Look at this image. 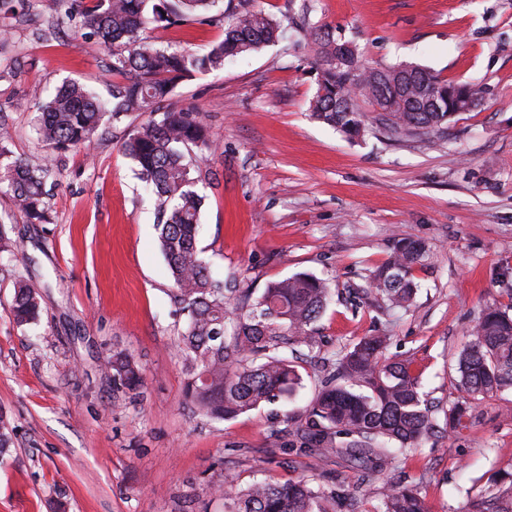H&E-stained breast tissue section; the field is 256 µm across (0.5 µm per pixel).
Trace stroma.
<instances>
[{
    "instance_id": "stroma-1",
    "label": "stroma",
    "mask_w": 512,
    "mask_h": 512,
    "mask_svg": "<svg viewBox=\"0 0 512 512\" xmlns=\"http://www.w3.org/2000/svg\"><path fill=\"white\" fill-rule=\"evenodd\" d=\"M310 3L311 22L351 40L371 66L412 63L482 84V106L455 116L445 144L373 130L349 138L314 119L317 72L287 26L279 41L194 75L170 100L197 112L216 147L207 164L198 246L219 279L262 291L297 274L327 279L332 296L314 345L296 364L303 387L288 401L230 421L209 419L185 394L175 348L184 327L171 295L156 215L123 141L122 118L88 148L59 154L49 179L50 221L32 224L0 190V215L24 266L0 259V512H224L213 485L267 478L343 485L336 512H373L391 484H412L430 512H468L512 471V390L485 397L466 428L439 431L379 467L341 453L274 448V432L303 423L345 347L388 337L384 356L410 360L440 408L457 400L456 360L492 305L512 308V0H254L286 22ZM56 0L0 12V121L14 158L45 155L32 131L39 104L76 80L109 97L115 75L88 50L81 14L53 25ZM161 49L206 52L224 28L195 19L150 25ZM431 250L414 275L413 303L383 316L368 274L401 239ZM37 287L34 324L13 320L14 283ZM138 361L137 393L117 389L105 360Z\"/></svg>"
}]
</instances>
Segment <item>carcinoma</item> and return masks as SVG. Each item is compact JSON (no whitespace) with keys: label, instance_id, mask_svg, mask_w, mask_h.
<instances>
[{"label":"carcinoma","instance_id":"cac0c4a2","mask_svg":"<svg viewBox=\"0 0 512 512\" xmlns=\"http://www.w3.org/2000/svg\"><path fill=\"white\" fill-rule=\"evenodd\" d=\"M85 24L95 34L100 54L112 59V73L123 81L112 98L100 99L78 83H65L37 108L33 129L52 152L81 148L112 123L136 113L142 120L128 132L125 154L153 195L160 250L172 280V296L187 316L177 352L185 375V392L213 420L241 414L291 397L302 384L292 355L311 346L315 324L330 293L326 281L300 274L266 285L252 298L250 288H231L211 276L197 247L198 226L206 195L199 185L209 178L204 167L213 143L189 109L166 105L177 81L193 71L224 68L228 58L255 53L279 40L280 21L238 0L231 11L211 15L218 0H76ZM188 17L224 22V39L207 52L161 50L145 45L141 33L151 24L174 25ZM319 69L311 115L351 137L377 127L397 137L446 138L449 121L484 100L485 89L443 79L421 67L401 76V65L367 73L355 54L336 59V37L326 24L297 25ZM377 109L362 112L359 101ZM10 127L0 122V185H6L15 209L32 223H49L45 184L52 160L31 164L12 158ZM17 265L24 257L4 231L0 219V254ZM428 256L416 240L396 243L390 257L370 272L378 307L390 313L408 307L418 290L413 271ZM34 285L18 277L12 303L14 320L29 325L40 316ZM472 341L458 355L460 399L444 411L452 434L480 399L512 389V317L488 308L471 329ZM387 337L365 336L338 359L324 381L304 424L289 432L299 450L328 456L340 451L359 463H372L406 448L422 446L438 428L432 405L408 362L382 357ZM117 388L142 385L134 357L117 352L107 361ZM499 494L472 502L471 512H512V472L492 476ZM225 512H329L340 491L308 481L256 480L246 486L228 474L214 486ZM373 512H428L412 486L391 485Z\"/></svg>","mask_w":512,"mask_h":512}]
</instances>
